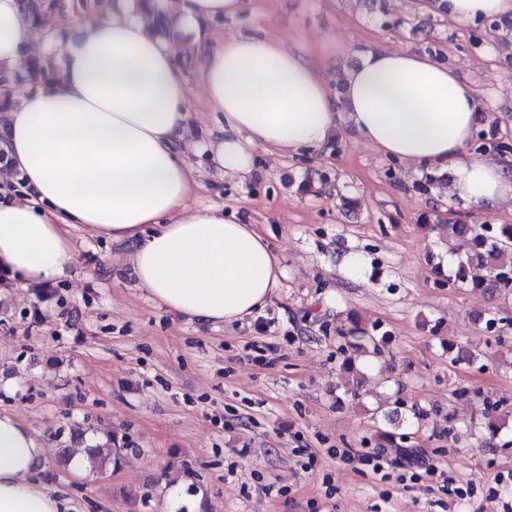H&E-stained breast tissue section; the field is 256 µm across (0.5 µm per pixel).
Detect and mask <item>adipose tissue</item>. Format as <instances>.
<instances>
[{
  "label": "adipose tissue",
  "instance_id": "obj_1",
  "mask_svg": "<svg viewBox=\"0 0 512 512\" xmlns=\"http://www.w3.org/2000/svg\"><path fill=\"white\" fill-rule=\"evenodd\" d=\"M448 20L512 17V0H446ZM33 27L16 0H0V68L24 64ZM43 29L39 55L53 76L8 111L0 149L21 174L24 200L0 199V271L28 284L69 277V231L131 246V274L169 310L212 323L260 312L283 274L254 225L222 209L188 212L194 169L182 152L188 87L175 48L152 37L123 0L59 51ZM229 37L206 57V98L224 114L209 148L225 172L246 175L253 146L321 148L339 124L384 155L451 174L452 195L475 208L512 201V158L470 149L482 99L429 54L364 51L333 91L315 57ZM45 448L21 417L0 412V512H72L63 489L39 477Z\"/></svg>",
  "mask_w": 512,
  "mask_h": 512
}]
</instances>
